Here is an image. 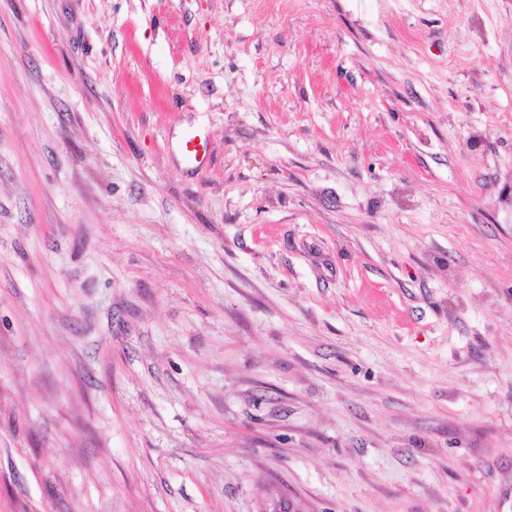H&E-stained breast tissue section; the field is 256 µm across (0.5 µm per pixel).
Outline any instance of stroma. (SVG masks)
<instances>
[{
  "mask_svg": "<svg viewBox=\"0 0 512 512\" xmlns=\"http://www.w3.org/2000/svg\"><path fill=\"white\" fill-rule=\"evenodd\" d=\"M0 512H512V0H0ZM181 152L186 160L201 164L208 157V140L204 133L187 134L181 142Z\"/></svg>",
  "mask_w": 512,
  "mask_h": 512,
  "instance_id": "stroma-1",
  "label": "stroma"
}]
</instances>
